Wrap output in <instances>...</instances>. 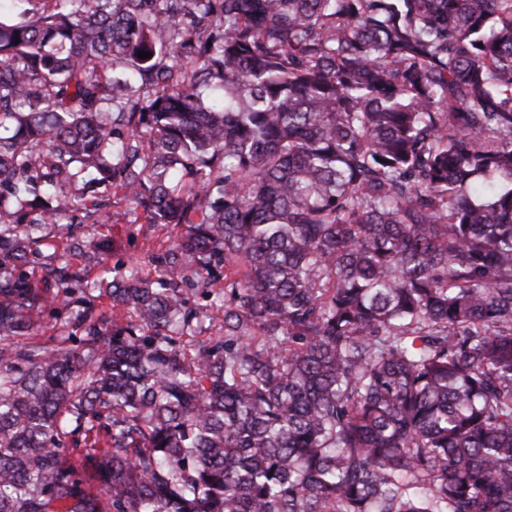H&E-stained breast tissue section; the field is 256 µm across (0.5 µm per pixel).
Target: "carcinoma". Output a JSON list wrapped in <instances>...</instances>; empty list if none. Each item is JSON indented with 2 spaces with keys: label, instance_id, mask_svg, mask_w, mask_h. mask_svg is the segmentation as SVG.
Segmentation results:
<instances>
[{
  "label": "carcinoma",
  "instance_id": "obj_1",
  "mask_svg": "<svg viewBox=\"0 0 512 512\" xmlns=\"http://www.w3.org/2000/svg\"><path fill=\"white\" fill-rule=\"evenodd\" d=\"M0 512H512V0H0ZM110 212L106 224H74L73 230L76 235L91 240H110L114 246L108 257L111 268L120 267L124 262L138 261L148 272L151 268L150 255L159 252L161 248L164 250L181 230L176 228L162 232L152 224H144L142 220L131 223L133 217L129 215L124 202L112 206ZM44 234L45 239L43 245L40 246L42 255H48L56 251L59 263H71L72 265H82L83 260L79 256H70L65 253V240H61L55 236V230L53 225L46 226ZM69 316V309L55 306L47 312L40 334L28 341L49 342V337L56 336L63 327L68 326Z\"/></svg>",
  "mask_w": 512,
  "mask_h": 512
}]
</instances>
